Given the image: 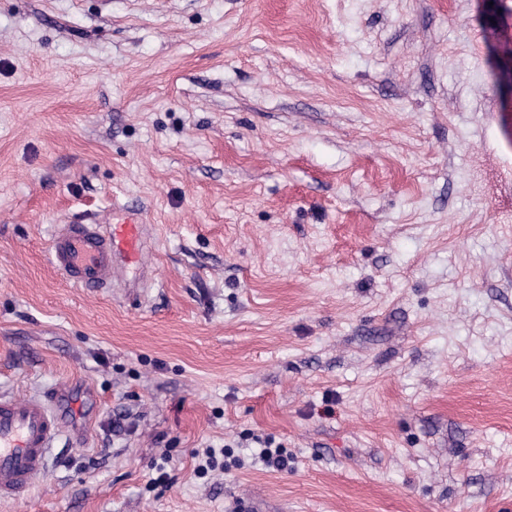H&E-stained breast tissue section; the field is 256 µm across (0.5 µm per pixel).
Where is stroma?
<instances>
[{
	"mask_svg": "<svg viewBox=\"0 0 512 512\" xmlns=\"http://www.w3.org/2000/svg\"><path fill=\"white\" fill-rule=\"evenodd\" d=\"M493 46L512 0H0V393L64 425L0 512H512ZM124 206L147 272L68 285ZM141 210L112 208V219L72 218L54 232L52 263L73 288H111L122 266H144L147 225ZM253 442L259 451L260 461L267 467L274 470H285L288 468V456L284 453L280 446H274V442L270 438H262L253 435Z\"/></svg>",
	"mask_w": 512,
	"mask_h": 512,
	"instance_id": "35a3bbf8",
	"label": "stroma"
}]
</instances>
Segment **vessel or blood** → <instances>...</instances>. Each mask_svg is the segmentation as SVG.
Wrapping results in <instances>:
<instances>
[{
  "mask_svg": "<svg viewBox=\"0 0 512 512\" xmlns=\"http://www.w3.org/2000/svg\"><path fill=\"white\" fill-rule=\"evenodd\" d=\"M147 226L141 211L120 207L112 218H72L54 232L52 263L74 288L94 290L115 283L124 266L143 265ZM62 422L38 397L0 396V499H17L45 470Z\"/></svg>",
  "mask_w": 512,
  "mask_h": 512,
  "instance_id": "b4317fda",
  "label": "vessel or blood"
}]
</instances>
